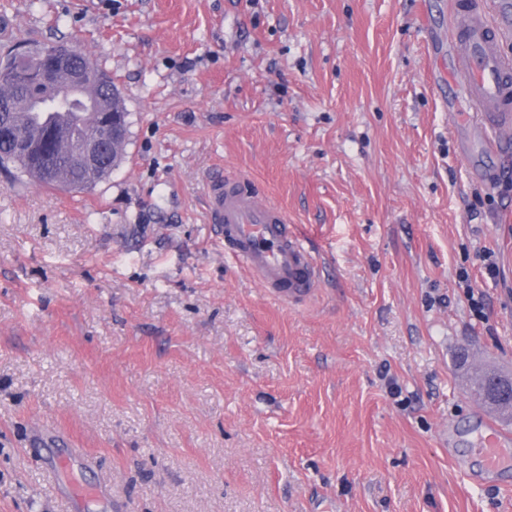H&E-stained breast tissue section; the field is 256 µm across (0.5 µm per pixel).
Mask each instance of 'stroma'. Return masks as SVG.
I'll use <instances>...</instances> for the list:
<instances>
[{"label":"stroma","mask_w":512,"mask_h":512,"mask_svg":"<svg viewBox=\"0 0 512 512\" xmlns=\"http://www.w3.org/2000/svg\"><path fill=\"white\" fill-rule=\"evenodd\" d=\"M462 2L0 0L130 121L94 189L0 170V512H512L463 453L459 353L512 369V135L450 75ZM225 172L311 243L307 299L225 257Z\"/></svg>","instance_id":"1"}]
</instances>
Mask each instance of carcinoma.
Wrapping results in <instances>:
<instances>
[{
  "label": "carcinoma",
  "mask_w": 512,
  "mask_h": 512,
  "mask_svg": "<svg viewBox=\"0 0 512 512\" xmlns=\"http://www.w3.org/2000/svg\"><path fill=\"white\" fill-rule=\"evenodd\" d=\"M56 43L35 44L17 37L0 54V106L9 112V128L0 134V169L13 168L20 174L60 190L76 191L93 187L112 173L125 155L128 137L116 142L104 166L87 172L73 161L80 139L98 135L112 142V128L100 125L88 103L106 104L129 126V113L112 84V77L95 61L81 92V99L66 97L60 82L49 85L45 74ZM471 393L485 405L507 406L506 419L512 421V373L476 371L471 373Z\"/></svg>",
  "instance_id": "cac0c4a2"
}]
</instances>
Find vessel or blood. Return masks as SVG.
<instances>
[{
	"mask_svg": "<svg viewBox=\"0 0 512 512\" xmlns=\"http://www.w3.org/2000/svg\"><path fill=\"white\" fill-rule=\"evenodd\" d=\"M463 35L455 42L456 78L485 132L512 128V59L501 54L500 37L512 33V5L500 0L494 13L469 4L461 10ZM212 223L224 234L226 254L250 270L263 288L281 300L305 299L320 269L301 232L278 207L261 201L240 178L227 176L208 186ZM469 453L492 478L512 466V432L481 416L477 443Z\"/></svg>",
	"mask_w": 512,
	"mask_h": 512,
	"instance_id": "1",
	"label": "vessel or blood"
}]
</instances>
